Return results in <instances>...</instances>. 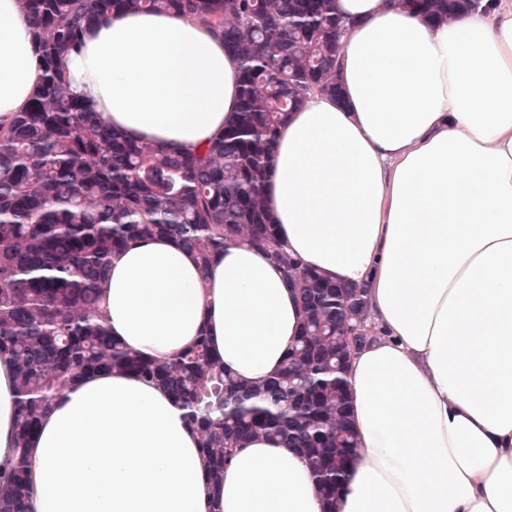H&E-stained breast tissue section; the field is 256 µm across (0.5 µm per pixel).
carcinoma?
I'll use <instances>...</instances> for the list:
<instances>
[{
  "instance_id": "obj_1",
  "label": "carcinoma",
  "mask_w": 512,
  "mask_h": 512,
  "mask_svg": "<svg viewBox=\"0 0 512 512\" xmlns=\"http://www.w3.org/2000/svg\"><path fill=\"white\" fill-rule=\"evenodd\" d=\"M335 0H18L39 45L27 108L0 125V354L16 367L15 459L0 464V512H27V469L39 422L84 374L129 373L168 389L198 436L201 465L220 482L249 438L299 452L331 504L357 455L346 376L365 290L291 257L266 206L276 133L311 92L336 94L344 21ZM451 21L483 0H398ZM125 9L181 14L214 31L237 62L240 104L201 152L171 153L112 130L73 95L61 61L96 21ZM169 236L207 268L239 242L266 250L297 290L301 331L280 371L247 383L202 336L158 360L114 339L102 307L112 256Z\"/></svg>"
}]
</instances>
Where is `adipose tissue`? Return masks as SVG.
Masks as SVG:
<instances>
[{"mask_svg":"<svg viewBox=\"0 0 512 512\" xmlns=\"http://www.w3.org/2000/svg\"><path fill=\"white\" fill-rule=\"evenodd\" d=\"M350 19L340 96L289 113L267 171L285 250L365 287L372 343L349 373L358 454L334 506L306 460L247 440L214 485L162 386L80 377L31 442L28 512H512V0L428 22L397 0H336ZM65 67L114 127L173 152L202 149L239 105L236 63L194 20L126 11ZM39 78L16 0H0V123ZM111 335L167 358L207 334L240 380L280 370L298 335L283 269L245 243L207 271L171 239L113 257ZM15 366L0 355V463L15 455Z\"/></svg>","mask_w":512,"mask_h":512,"instance_id":"ef3b65f1","label":"adipose tissue"}]
</instances>
